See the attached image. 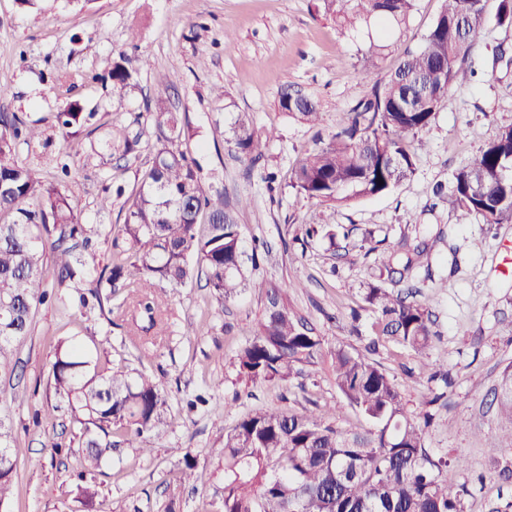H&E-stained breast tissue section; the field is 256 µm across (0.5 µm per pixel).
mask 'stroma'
Wrapping results in <instances>:
<instances>
[{"instance_id":"stroma-1","label":"stroma","mask_w":512,"mask_h":512,"mask_svg":"<svg viewBox=\"0 0 512 512\" xmlns=\"http://www.w3.org/2000/svg\"><path fill=\"white\" fill-rule=\"evenodd\" d=\"M442 0H416L405 25L387 31L376 22L341 33L313 17L310 0H33L21 6L0 0V112L37 122L47 145H19L20 160L44 181L66 160L63 188L91 228L90 265L111 264L128 208L124 199L103 210L98 202L114 183L135 190L152 160L154 129L136 123L145 99L164 96L183 126L197 132L183 140L187 156L202 166L204 190H220L227 203L247 199L237 214L244 248L263 241L259 271L249 285L221 303L204 281L171 290L162 323L135 332L138 312L121 289L87 312L52 305L36 309L31 330L16 351L12 376H0V412L13 423L19 458L12 512H198L220 501L218 467L224 438L244 414L260 408L300 411L318 405L336 410L334 425L360 431L368 423L348 405L333 371L336 349L370 353L396 384L409 414L431 411L423 431L427 453L444 460L449 485L462 490L464 512H512V449L492 450L489 438L512 435L491 405L504 369L512 364V223L462 224L447 201L433 194L455 171L512 125V63H493L498 45L512 49V28L486 24L467 61L477 76L449 92L421 138L414 174L391 193L338 205L336 223L349 231L336 242L297 243L302 225L319 222L324 207L297 193L291 173L318 136L336 131L358 99L369 38L381 46L379 77H387L404 50L420 49ZM147 54L151 67L123 101L112 99L102 77L121 53ZM176 74L175 88L159 80ZM301 88L318 104L319 125L285 114L283 86ZM224 91L216 100L214 88ZM80 99L101 128L124 126L141 133L137 157L94 152L85 132L67 134L55 114ZM271 132L264 159H240L229 144L239 118ZM426 242L430 251L390 289L412 291L435 316L428 351L447 381L415 374L416 357L396 341L374 336L364 302L388 249L400 240ZM283 289L289 304L321 341L311 363L285 382L252 386L236 365L265 308V291ZM124 305L129 318L107 322L106 311ZM76 339L113 371L142 372L169 396L172 422L147 440L133 439L112 453L100 472L78 479L84 452L81 429L57 408L50 363L59 342ZM59 450H52V443ZM195 467L177 481L185 458ZM95 489L85 502L80 485Z\"/></svg>"}]
</instances>
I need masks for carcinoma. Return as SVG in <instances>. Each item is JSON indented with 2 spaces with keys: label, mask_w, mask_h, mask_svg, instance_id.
Masks as SVG:
<instances>
[{
  "label": "carcinoma",
  "mask_w": 512,
  "mask_h": 512,
  "mask_svg": "<svg viewBox=\"0 0 512 512\" xmlns=\"http://www.w3.org/2000/svg\"><path fill=\"white\" fill-rule=\"evenodd\" d=\"M415 0H312L319 17L333 19L343 31L360 21L380 18L391 25L406 22ZM488 0H444L423 48L408 52L385 79L374 77L378 45L369 42L364 79L370 92L353 106L349 123L307 151L292 174V186L321 203L385 195L414 171L418 136L435 118L448 90L465 86L474 71L465 67L476 35L489 19L512 27V0H498L494 15ZM149 60L124 54L112 61L108 79L112 97L122 100ZM280 108L292 117L315 124L317 104L299 90L284 88ZM155 129L151 165L144 170L120 232L128 248L112 258L94 277L85 255L67 242L89 243L69 195L54 182H43L17 155L18 143L42 137L34 125L16 115L0 113V374L13 372L16 346L30 333L34 310L46 303L67 306L66 298L45 286V253H55L57 285L89 283L96 300L110 297L121 282L132 293L164 282L173 288L205 275L206 287L221 302L247 286L242 225L224 207V195L207 194L197 164L179 149L184 131L162 99L145 105ZM95 113L75 100L57 112L61 130L88 126ZM99 142L122 155L138 140L126 129L111 127ZM229 142L256 162L266 142L248 121L238 120ZM434 194L448 200L460 221L512 223V126L498 135L453 175L450 186L439 183ZM207 215L209 232L197 225ZM334 224L325 213L318 224L305 226L311 240ZM426 243L407 241L391 255L406 252L403 270ZM263 319L253 338L237 354L239 372L253 385L288 380L298 366L314 358L320 340L271 288ZM366 303L376 314L377 336H392L412 349L419 371L432 382L439 376L426 359L432 342L431 313L378 282L367 286ZM169 296L145 293L137 300V326L149 332L162 322ZM51 373L55 395L67 404L81 426L86 448L83 466L94 471L120 446L116 436L142 437L166 423L168 396L143 373L112 372L101 366L80 342L57 347ZM336 385L350 405L372 423L365 433L345 435L333 425L335 412L304 409H259L239 420L224 438L220 467L224 496L218 512H463L459 491L441 478L442 461L423 446V429L407 414L397 387L367 356L343 348L335 353ZM494 400L498 413L512 421V371L503 372ZM21 450L14 447L13 426L0 414V507L8 504L17 477Z\"/></svg>",
  "instance_id": "1"
}]
</instances>
